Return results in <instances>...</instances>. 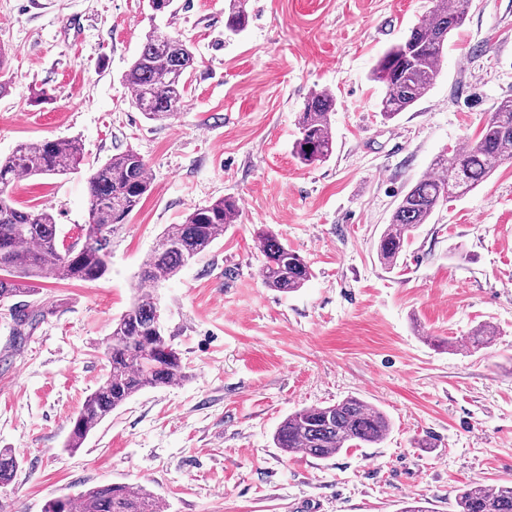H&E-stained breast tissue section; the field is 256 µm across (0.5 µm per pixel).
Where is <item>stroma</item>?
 Masks as SVG:
<instances>
[{"label":"stroma","instance_id":"35a3bbf8","mask_svg":"<svg viewBox=\"0 0 512 512\" xmlns=\"http://www.w3.org/2000/svg\"><path fill=\"white\" fill-rule=\"evenodd\" d=\"M0 0V154L21 141L76 139L66 176L21 178L14 207L52 209L63 234L88 221V178L133 148L151 191L112 231L100 280L39 282L44 317L16 340L0 304V448L20 459L0 486L10 512L107 483L141 487L166 512H455V491L512 481V163L441 206L396 267L376 246L399 198L444 149L475 138L512 96V0H474L432 89L387 121L369 74L432 0ZM196 64L174 119L147 121L124 75L151 26ZM336 97V150L292 153L311 90ZM236 224L155 290L188 376L112 412L76 451L71 421L107 372L100 346L129 307L140 264L167 225L216 199ZM271 230L311 266L294 293L266 288L255 247ZM496 342L472 350L482 323ZM437 339L455 343L445 351ZM356 395L382 409L381 444L329 460L285 454L272 435L295 410ZM228 10L225 15V26L228 31H236V33L243 31L249 22V16L245 10V0H229ZM230 31V32H231Z\"/></svg>","mask_w":512,"mask_h":512}]
</instances>
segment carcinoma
I'll list each match as a JSON object with an SVG mask.
<instances>
[{
    "mask_svg": "<svg viewBox=\"0 0 512 512\" xmlns=\"http://www.w3.org/2000/svg\"><path fill=\"white\" fill-rule=\"evenodd\" d=\"M244 2L229 0L227 30L241 32L247 27ZM471 5L472 0H434L426 19L379 57L370 79L382 88L379 111L384 118L392 120L409 111L428 94L439 74L448 38L464 24ZM194 63L185 40L157 27L150 29L124 76L133 93L132 105L150 121L174 118ZM335 107L333 94L315 89L298 112L299 136L293 154L302 164L324 162L332 155ZM81 160L82 146L76 139L22 142L0 158V303L35 295L37 289L31 282L38 279L86 282L108 273L114 225L126 223L151 189L146 163L136 151L126 149L113 155L90 175L88 223L79 226L74 243L61 238L53 210H21L9 199L21 178L67 175ZM505 162H512V98L508 97L495 107L475 140L436 157L432 171L399 199L378 241L380 263L396 266L415 227L429 223L437 208L475 189ZM238 215L237 200L228 196L190 210L180 224L167 225L140 265L138 279L146 288L113 321L112 332L102 345L108 372L73 418L67 450L80 448L103 420L140 391L186 377L181 353L165 335L153 288L206 253ZM256 247L263 257L260 276L266 287L293 293L312 278L309 263L272 231L257 233ZM10 312L18 337L43 316V311H29L23 304L11 306ZM497 334L495 326L483 323L472 336L473 343L487 347ZM390 429L382 410L347 396L288 414L277 426L273 441L291 456L301 453L328 460L349 448L378 445ZM19 468L16 455L0 449V485L12 482ZM455 503L457 512H512V484L489 488L470 483L457 490ZM164 508L162 500L142 488L105 484L66 496L61 506L57 499H50L44 512H164Z\"/></svg>",
    "mask_w": 512,
    "mask_h": 512,
    "instance_id": "carcinoma-1",
    "label": "carcinoma"
}]
</instances>
